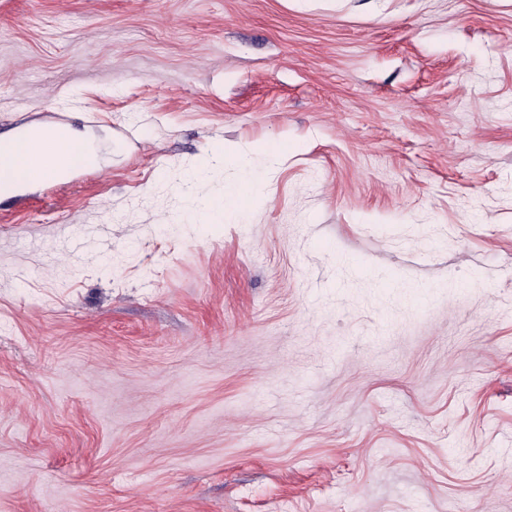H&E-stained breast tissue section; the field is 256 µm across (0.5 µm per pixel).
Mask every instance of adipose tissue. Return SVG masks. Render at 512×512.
I'll list each match as a JSON object with an SVG mask.
<instances>
[{
    "mask_svg": "<svg viewBox=\"0 0 512 512\" xmlns=\"http://www.w3.org/2000/svg\"><path fill=\"white\" fill-rule=\"evenodd\" d=\"M96 160L90 142L70 127H60L49 137L22 132L0 138V182L6 190L65 176L70 170ZM257 172L242 169L239 178L224 188L221 198L211 200L207 213L211 222L241 221L245 214L242 197L255 194Z\"/></svg>",
    "mask_w": 512,
    "mask_h": 512,
    "instance_id": "obj_1",
    "label": "adipose tissue"
}]
</instances>
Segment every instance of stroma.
<instances>
[{
	"label": "stroma",
	"mask_w": 512,
	"mask_h": 512,
	"mask_svg": "<svg viewBox=\"0 0 512 512\" xmlns=\"http://www.w3.org/2000/svg\"><path fill=\"white\" fill-rule=\"evenodd\" d=\"M56 118L0 512H512V0H0V135ZM259 174L241 166V174L233 183L224 187V198L212 199L207 205V213L212 223L239 222L245 214L239 202L243 196L257 193Z\"/></svg>",
	"instance_id": "stroma-1"
}]
</instances>
